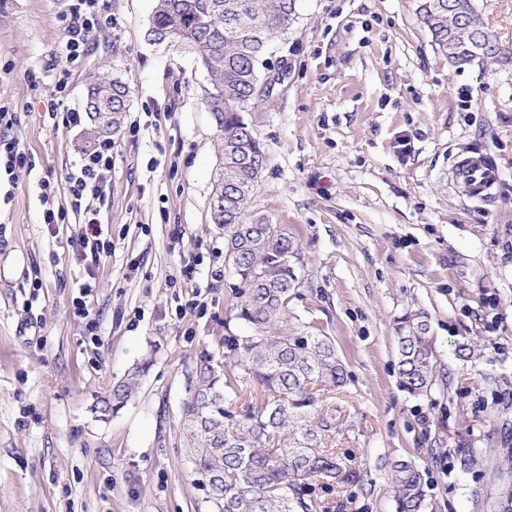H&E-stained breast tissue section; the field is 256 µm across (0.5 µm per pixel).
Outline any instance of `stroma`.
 Instances as JSON below:
<instances>
[{
  "instance_id": "obj_1",
  "label": "stroma",
  "mask_w": 512,
  "mask_h": 512,
  "mask_svg": "<svg viewBox=\"0 0 512 512\" xmlns=\"http://www.w3.org/2000/svg\"><path fill=\"white\" fill-rule=\"evenodd\" d=\"M102 3L112 25L92 33L60 100L50 65L68 0H0V103L15 115L0 138L27 157L0 178V512H210L179 444L187 374L252 327L211 222L209 77L150 40L156 0ZM476 5L505 60L459 70L415 0H298L262 68L278 81L244 115L267 151L248 213L300 245L301 284L275 331L332 339L347 384L319 398L348 427L331 444L371 473L314 482L317 512H395L393 457L424 470L429 512H512V0ZM104 76L130 106L92 226L66 182L89 124L62 117L84 112ZM472 153L499 171L484 201L452 183ZM48 206L61 223H44ZM96 234L112 243L97 258L83 249ZM410 310L428 315L436 356L424 396L398 376L394 327ZM467 342L480 359L458 355ZM146 359L127 404L96 412Z\"/></svg>"
}]
</instances>
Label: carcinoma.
Here are the masks:
<instances>
[{"label": "carcinoma", "instance_id": "obj_1", "mask_svg": "<svg viewBox=\"0 0 512 512\" xmlns=\"http://www.w3.org/2000/svg\"><path fill=\"white\" fill-rule=\"evenodd\" d=\"M415 14L438 52L457 68L502 59L475 0H415ZM297 0H157L148 35L175 38L205 68L210 87L204 103L218 131L221 176L216 178L212 221L224 230V262L247 288L244 319L256 334L231 340L232 354H201L187 376L181 406L180 443L194 481L211 477L212 512H314L310 481L365 482L366 469L323 446L346 424L336 409L317 407L316 387L340 389L345 368L327 336H265L263 329L288 307L300 280L292 260L296 237L265 217L246 212L267 163V153L243 113L269 96L260 92V64L274 39L288 33ZM129 91L118 79L89 89L91 132L100 138L121 127ZM399 376L404 389L423 395L435 385V356L427 317L407 313L397 321ZM148 362L102 400L101 413L117 411L135 392ZM249 388L261 400L234 421L226 408ZM396 512H425L424 476L413 462H385Z\"/></svg>", "mask_w": 512, "mask_h": 512}]
</instances>
